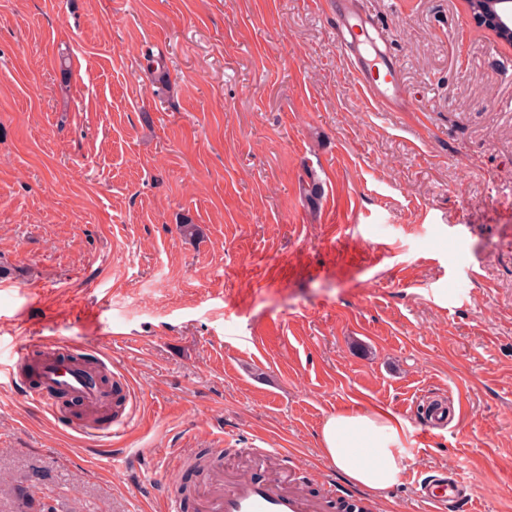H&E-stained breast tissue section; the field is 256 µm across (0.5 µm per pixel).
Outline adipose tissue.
<instances>
[{
    "label": "adipose tissue",
    "mask_w": 512,
    "mask_h": 512,
    "mask_svg": "<svg viewBox=\"0 0 512 512\" xmlns=\"http://www.w3.org/2000/svg\"><path fill=\"white\" fill-rule=\"evenodd\" d=\"M404 425L400 416L378 408L337 412L321 428L323 456L353 484L386 491L401 473Z\"/></svg>",
    "instance_id": "adipose-tissue-1"
}]
</instances>
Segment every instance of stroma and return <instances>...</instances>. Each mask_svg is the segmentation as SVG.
Instances as JSON below:
<instances>
[{
    "label": "stroma",
    "instance_id": "obj_1",
    "mask_svg": "<svg viewBox=\"0 0 512 512\" xmlns=\"http://www.w3.org/2000/svg\"><path fill=\"white\" fill-rule=\"evenodd\" d=\"M335 5L0 0V368L80 344L139 397L103 445L0 384V512H162L218 439L350 493L320 430L375 407L407 454L373 512H429L440 468L512 512V46L465 0H361L416 106L376 112ZM435 396L463 415L422 443Z\"/></svg>",
    "mask_w": 512,
    "mask_h": 512
}]
</instances>
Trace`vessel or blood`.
I'll use <instances>...</instances> for the list:
<instances>
[{"mask_svg":"<svg viewBox=\"0 0 512 512\" xmlns=\"http://www.w3.org/2000/svg\"><path fill=\"white\" fill-rule=\"evenodd\" d=\"M336 35L344 56L354 65L358 88L368 103L386 112H410L414 102L401 84L393 60L386 53L383 27L349 0L336 9ZM18 359L35 357L33 380L23 385L24 395L42 412L61 418L59 394L80 401L96 412L97 420L72 424V431L94 441H109L124 432L134 413L136 400L123 374L112 377L122 400L110 404L101 388L90 385L92 369H106L108 360L91 349L73 346L23 344L16 349ZM420 498L435 512H459L467 506L469 480L460 471L422 480ZM203 512H323L325 500L297 490L281 480L255 481L234 474L225 475L204 493Z\"/></svg>","mask_w":512,"mask_h":512,"instance_id":"b4317fda","label":"vessel or blood"}]
</instances>
